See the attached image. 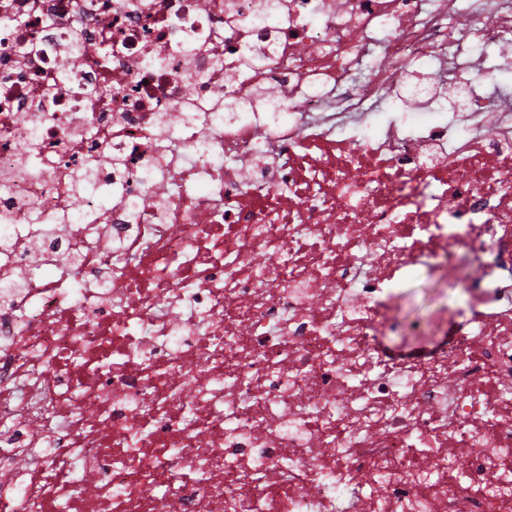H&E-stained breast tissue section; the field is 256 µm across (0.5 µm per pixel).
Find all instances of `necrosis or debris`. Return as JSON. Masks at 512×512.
Segmentation results:
<instances>
[{"label": "necrosis or debris", "mask_w": 512, "mask_h": 512, "mask_svg": "<svg viewBox=\"0 0 512 512\" xmlns=\"http://www.w3.org/2000/svg\"><path fill=\"white\" fill-rule=\"evenodd\" d=\"M491 44L512 0H0V512H512ZM461 257L453 344L380 353Z\"/></svg>", "instance_id": "obj_1"}]
</instances>
